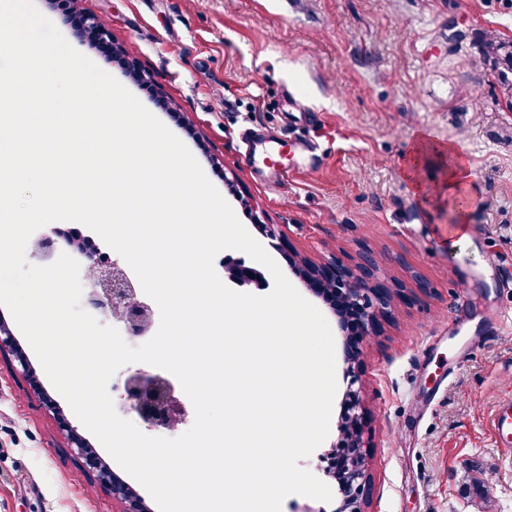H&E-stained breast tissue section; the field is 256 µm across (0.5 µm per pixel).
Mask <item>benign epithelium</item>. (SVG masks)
<instances>
[{
	"label": "benign epithelium",
	"mask_w": 512,
	"mask_h": 512,
	"mask_svg": "<svg viewBox=\"0 0 512 512\" xmlns=\"http://www.w3.org/2000/svg\"><path fill=\"white\" fill-rule=\"evenodd\" d=\"M378 267L376 260L370 256L351 269L348 267L322 266L306 269L309 275L308 290L317 296L331 294L339 307L349 310L358 325V344L350 347L345 361L346 374L349 378L348 390L343 400V412L340 417L338 449L336 464L341 502L336 512H364L366 499L364 492L370 484L366 469L364 448L366 409L361 397V390L354 388L358 382L357 367L361 344L375 335L381 321L391 317L395 292L392 289L370 284V278ZM224 272L227 279L244 287L257 280L260 273L251 265L238 260L233 263L224 260ZM87 304L101 311L103 316L119 321H126L136 327V319L143 310V305L134 295L124 293L117 303L112 302V289L105 288L103 293L94 292ZM129 387L125 393L127 411L139 416L150 428L172 423L171 401L165 400L163 416H158L159 408L152 401L156 393L159 378L144 368L132 370L128 378Z\"/></svg>",
	"instance_id": "obj_1"
}]
</instances>
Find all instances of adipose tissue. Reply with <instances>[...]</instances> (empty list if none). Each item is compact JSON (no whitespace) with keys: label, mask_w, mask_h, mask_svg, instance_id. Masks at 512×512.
Wrapping results in <instances>:
<instances>
[{"label":"adipose tissue","mask_w":512,"mask_h":512,"mask_svg":"<svg viewBox=\"0 0 512 512\" xmlns=\"http://www.w3.org/2000/svg\"><path fill=\"white\" fill-rule=\"evenodd\" d=\"M445 160L444 180L437 193L447 199L451 218L448 222V244L457 246L468 237V213L465 200L470 189V171L466 162L452 147L436 148L428 143H417L405 162V174L412 186H419L418 171L430 157Z\"/></svg>","instance_id":"1"}]
</instances>
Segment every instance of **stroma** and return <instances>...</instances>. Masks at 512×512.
<instances>
[{
    "instance_id": "1",
    "label": "stroma",
    "mask_w": 512,
    "mask_h": 512,
    "mask_svg": "<svg viewBox=\"0 0 512 512\" xmlns=\"http://www.w3.org/2000/svg\"><path fill=\"white\" fill-rule=\"evenodd\" d=\"M34 4L185 144L299 293L293 266L368 253L408 289L361 356L366 512H512V455L489 436L512 398V110L469 43L512 38V0H77L117 56ZM452 20L468 41L449 42ZM271 136L287 176L250 160ZM421 139L470 168L469 237L454 249L447 201L420 200L403 174ZM12 335L31 371L0 353V512H129L70 433L106 471L116 461Z\"/></svg>"
}]
</instances>
